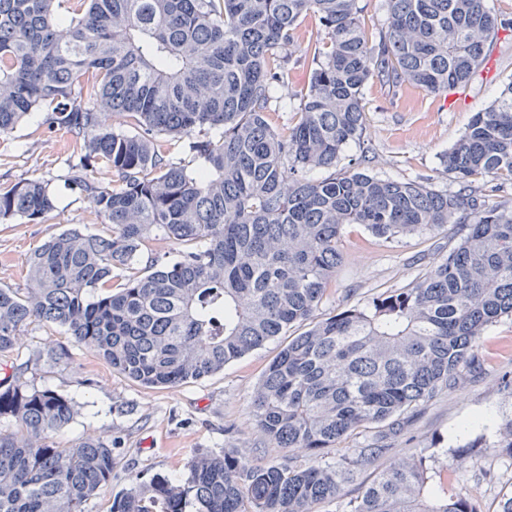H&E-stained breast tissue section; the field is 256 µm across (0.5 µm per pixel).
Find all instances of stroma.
I'll return each mask as SVG.
<instances>
[{
	"label": "stroma",
	"instance_id": "stroma-1",
	"mask_svg": "<svg viewBox=\"0 0 512 512\" xmlns=\"http://www.w3.org/2000/svg\"><path fill=\"white\" fill-rule=\"evenodd\" d=\"M489 54L487 69L448 93L370 80L363 89L364 144L350 147L349 155L367 153L365 171L381 178L457 190L440 164V155L460 138L473 113L487 107L512 81V37L499 39ZM76 153L74 143L48 132L36 112L10 134L0 136V183L47 180L56 195L55 211L40 223L16 219L0 224V287H27V255L63 230L99 231L87 202L64 184ZM455 244V237L443 232L387 240L360 224L347 227L344 261L316 318L352 306L364 308L379 295L410 287ZM287 342V337H278L212 376L173 388L143 387L112 369L64 328L39 322L27 326L12 360L24 365L21 379L28 386L50 388L71 399L74 417L61 441L111 437L112 481L84 505L85 512H110L115 495L128 487L132 475L184 477L190 459L199 452L232 448L255 463L280 460L281 451L255 428L250 406L266 368ZM57 349L65 350L64 362L47 366V352ZM480 357V367L463 371L452 388L401 415L395 433H388L386 425L373 424L326 450L323 465L337 468L354 449L387 447L385 454L354 473L342 497L317 505L315 512H348L350 500L377 472L417 452L429 456L433 469L458 467L466 475L464 487L482 512H497L502 494L512 491V459L485 451L475 460L463 452L453 456L452 451H462L483 436L495 440L502 424L512 418V391L502 383L503 376L512 377V320L487 328Z\"/></svg>",
	"mask_w": 512,
	"mask_h": 512
}]
</instances>
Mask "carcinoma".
Here are the masks:
<instances>
[{
    "label": "carcinoma",
    "instance_id": "cac0c4a2",
    "mask_svg": "<svg viewBox=\"0 0 512 512\" xmlns=\"http://www.w3.org/2000/svg\"><path fill=\"white\" fill-rule=\"evenodd\" d=\"M360 12L359 0H0V136L34 111L70 136L80 152L65 181L103 224L43 243L29 287L0 288L1 365L38 321L144 387L198 381L311 319L347 226L393 239L453 224L458 237L411 287L315 322L264 372L252 420L274 447L306 451L308 467L199 455L184 480H133L112 512H314L383 452L360 448L335 469L321 464L325 450L455 385L480 366L487 327L512 318V208L485 207L471 186L477 175L497 180L493 192L512 184V82L441 155L456 191L367 174L363 155L337 169L363 139L369 80L455 88L512 19L489 0H387V25L370 39ZM306 18L317 27L307 82L280 133L269 106ZM168 140L197 166L166 160ZM54 207L47 182L0 187V224H36ZM157 234L181 246L175 258L145 255ZM21 372L0 380V417L15 422L0 429V512H84L112 481V439L61 444L72 401L27 388ZM493 447L512 459V420ZM450 476L461 481L413 453L350 512H481L448 495Z\"/></svg>",
    "mask_w": 512,
    "mask_h": 512
}]
</instances>
